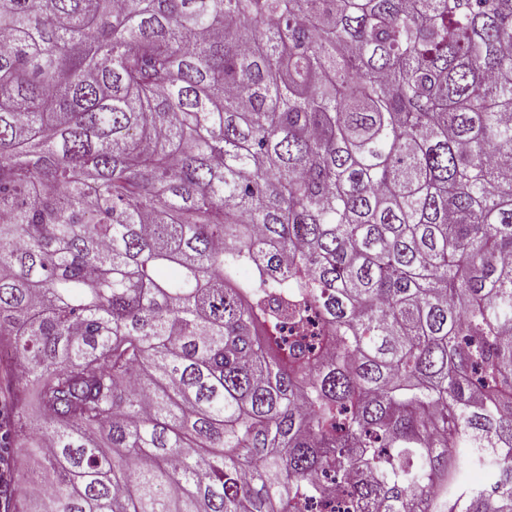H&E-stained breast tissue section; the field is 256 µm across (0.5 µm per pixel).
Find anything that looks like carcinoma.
Instances as JSON below:
<instances>
[{"instance_id":"cac0c4a2","label":"carcinoma","mask_w":512,"mask_h":512,"mask_svg":"<svg viewBox=\"0 0 512 512\" xmlns=\"http://www.w3.org/2000/svg\"><path fill=\"white\" fill-rule=\"evenodd\" d=\"M0 512H512V0H0Z\"/></svg>"}]
</instances>
